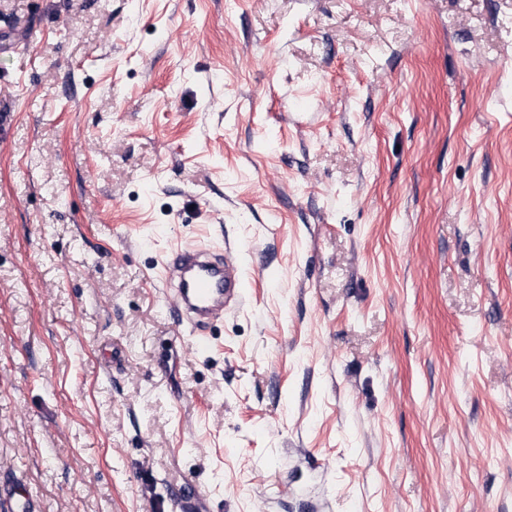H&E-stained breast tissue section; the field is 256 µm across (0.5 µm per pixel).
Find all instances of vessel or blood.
I'll list each match as a JSON object with an SVG mask.
<instances>
[{
    "mask_svg": "<svg viewBox=\"0 0 512 512\" xmlns=\"http://www.w3.org/2000/svg\"><path fill=\"white\" fill-rule=\"evenodd\" d=\"M163 279L173 284L167 302L179 322L188 324L201 344L210 328L222 322L227 310L246 299L241 266L217 258L214 248L181 246L162 263ZM0 512H41L39 500L17 478H0Z\"/></svg>",
    "mask_w": 512,
    "mask_h": 512,
    "instance_id": "1",
    "label": "vessel or blood"
}]
</instances>
